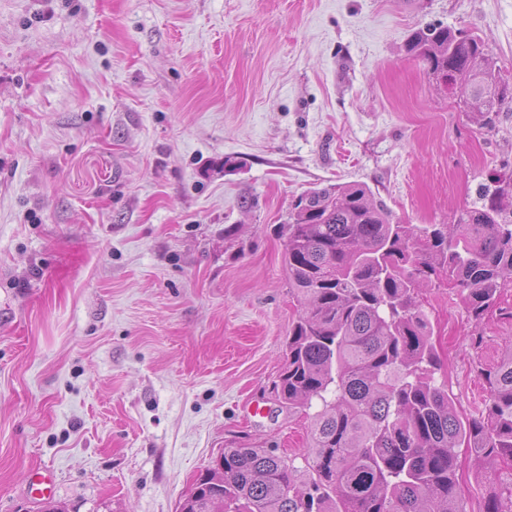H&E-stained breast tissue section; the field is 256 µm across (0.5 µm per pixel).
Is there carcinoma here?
Returning a JSON list of instances; mask_svg holds the SVG:
<instances>
[{"mask_svg":"<svg viewBox=\"0 0 512 512\" xmlns=\"http://www.w3.org/2000/svg\"><path fill=\"white\" fill-rule=\"evenodd\" d=\"M407 47L495 127L509 85L483 40L428 25ZM283 264L304 311L273 392L290 409L322 403L305 457L312 478L300 485L274 449L240 444L179 512H466L459 440L487 474L512 462V350L482 373L486 416L463 424L435 383L417 296L443 277L479 320L512 284V173L480 183L455 224H403L363 183L313 188L293 204Z\"/></svg>","mask_w":512,"mask_h":512,"instance_id":"1","label":"carcinoma"}]
</instances>
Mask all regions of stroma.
<instances>
[{"label":"stroma","mask_w":512,"mask_h":512,"mask_svg":"<svg viewBox=\"0 0 512 512\" xmlns=\"http://www.w3.org/2000/svg\"><path fill=\"white\" fill-rule=\"evenodd\" d=\"M485 41L512 84V0H0V512H177L233 444L304 460L314 411L272 385L301 307L283 226L359 182L451 224L512 163L406 49ZM237 161L235 170L225 159ZM419 301L463 422L512 350V285L482 321L447 281ZM466 512L512 485L457 450ZM27 486L31 495L38 496L39 498L51 496L55 491L53 472L48 468L31 471Z\"/></svg>","instance_id":"1"}]
</instances>
